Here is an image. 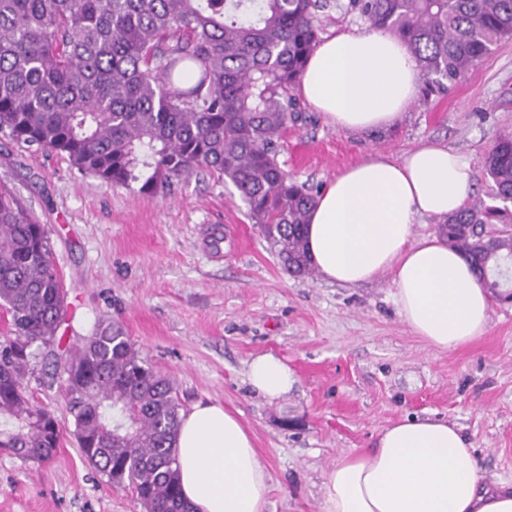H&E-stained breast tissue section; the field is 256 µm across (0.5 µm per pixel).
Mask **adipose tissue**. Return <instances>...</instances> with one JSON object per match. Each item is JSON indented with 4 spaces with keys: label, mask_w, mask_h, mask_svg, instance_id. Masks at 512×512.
Segmentation results:
<instances>
[{
    "label": "adipose tissue",
    "mask_w": 512,
    "mask_h": 512,
    "mask_svg": "<svg viewBox=\"0 0 512 512\" xmlns=\"http://www.w3.org/2000/svg\"><path fill=\"white\" fill-rule=\"evenodd\" d=\"M418 84L404 41L341 31L318 44L296 91L332 127L368 131L399 123ZM473 185L471 165L437 143L346 168L308 215L314 268L347 286L390 274L397 313L416 335L443 351L472 342L487 325L489 295L459 253L415 224L465 207ZM248 380L271 400L295 382L271 354L250 362ZM176 456L193 512H265L270 476L251 433L223 405L200 403L183 416ZM324 488L321 512H512V483L483 476L459 430L429 418L388 426L375 447L340 457Z\"/></svg>",
    "instance_id": "1"
}]
</instances>
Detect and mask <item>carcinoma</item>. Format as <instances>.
Instances as JSON below:
<instances>
[{
	"instance_id": "obj_1",
	"label": "carcinoma",
	"mask_w": 512,
	"mask_h": 512,
	"mask_svg": "<svg viewBox=\"0 0 512 512\" xmlns=\"http://www.w3.org/2000/svg\"><path fill=\"white\" fill-rule=\"evenodd\" d=\"M329 0H0V132L112 185L157 193L195 171L230 181L291 276L311 275L315 194L285 173L277 143L302 113L290 90L319 43ZM370 29L407 43L423 99L442 95L512 39V0H349ZM489 197L438 227L497 299L512 292V132L484 162ZM0 448L50 462L61 425L30 404L33 361L63 380L85 463L129 487L142 512H190L174 448V384L110 318L75 347L57 336L67 292L44 225L0 192Z\"/></svg>"
}]
</instances>
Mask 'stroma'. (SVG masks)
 Here are the masks:
<instances>
[{"label":"stroma","mask_w":512,"mask_h":512,"mask_svg":"<svg viewBox=\"0 0 512 512\" xmlns=\"http://www.w3.org/2000/svg\"><path fill=\"white\" fill-rule=\"evenodd\" d=\"M300 110L306 123L289 124L277 147L297 182L320 188L369 154L397 158L434 142L471 163V197L484 200V159L496 136L512 131V40L447 94L415 98L388 131L338 130L308 105ZM0 186L49 231L68 291L65 343L79 344L111 317L170 377L182 412L212 402L236 414L270 476L266 512H321L325 472L406 417L456 426L487 476L512 481V302H492L472 343L438 351L400 319L389 275L339 286L284 272L217 175L199 171L144 194L0 132ZM263 354L295 378L282 399L262 397L247 380ZM51 370L36 360L28 390L61 421L59 448L43 465L0 450V512H141L130 489L110 487L82 459L61 388L44 384Z\"/></svg>","instance_id":"stroma-1"}]
</instances>
